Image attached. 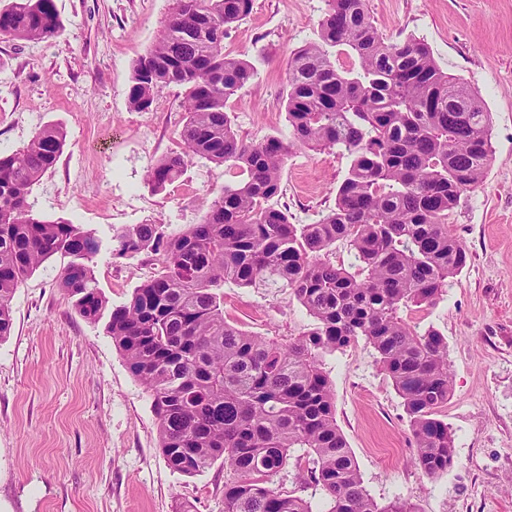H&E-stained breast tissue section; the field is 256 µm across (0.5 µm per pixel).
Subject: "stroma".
<instances>
[{
    "label": "stroma",
    "instance_id": "obj_1",
    "mask_svg": "<svg viewBox=\"0 0 512 512\" xmlns=\"http://www.w3.org/2000/svg\"><path fill=\"white\" fill-rule=\"evenodd\" d=\"M59 34L42 42L0 39V151L22 149L46 125L66 142L56 167L32 190L35 212L93 229L97 286L110 306L158 274L150 256L112 254V228L200 223L204 201L243 178L197 158L157 190L148 168L180 152L183 89L170 86L149 111L130 108L132 65L154 42L173 0H55ZM388 42L413 36L438 66L476 90L491 114L492 157L482 182L461 194L448 223L468 253L435 305L404 309L419 330L448 340L452 393L441 411L456 458L432 479L414 462L404 402L365 341L326 356L336 422L379 503L395 496L419 512H512V0H367ZM327 0H253L225 40L256 77L225 109L241 138L291 136L287 62L317 40ZM350 158L297 148L273 206L294 224L332 209ZM68 257L56 255L25 278L0 341V512H224L231 473L216 464L187 477L159 448L152 400L106 332L58 286ZM225 319L285 343L313 318L288 289L225 281Z\"/></svg>",
    "mask_w": 512,
    "mask_h": 512
}]
</instances>
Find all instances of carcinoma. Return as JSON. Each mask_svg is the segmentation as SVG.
Returning <instances> with one entry per match:
<instances>
[{"instance_id":"1","label":"carcinoma","mask_w":512,"mask_h":512,"mask_svg":"<svg viewBox=\"0 0 512 512\" xmlns=\"http://www.w3.org/2000/svg\"><path fill=\"white\" fill-rule=\"evenodd\" d=\"M251 8L252 0H174L133 63L128 103L137 111L171 85L187 88L183 151L151 165L152 186L173 183L195 157L246 178L208 199L202 222L178 234L148 223L113 229V255L151 254L161 271L111 311L107 333L152 400L170 469L194 476L218 461L229 468L224 512H314L310 500L269 486L293 456L307 465L301 487L325 494L324 512H418L402 496L382 505L363 486L336 424L324 359L365 339L404 399L416 465L430 478L448 472L454 439L440 419L451 393L448 341L432 327L411 328L400 311L435 304L466 265L448 213L483 178L491 115L426 43L386 42L367 0H328L318 39L288 59L292 139L247 142L224 106L255 69L224 52V37ZM59 29L54 0H9L0 9L3 39L44 40ZM340 46L356 54L357 69L336 68ZM65 141L62 128L46 126L22 149L0 152V340L12 330L16 289L58 253L71 257L58 284L80 316L96 323L107 307L95 281L94 232L44 220L28 202ZM298 146L351 157L335 208L313 224H293L269 205ZM338 241L355 271L328 258ZM229 279L289 289L314 327L280 344L230 325L217 293Z\"/></svg>"}]
</instances>
